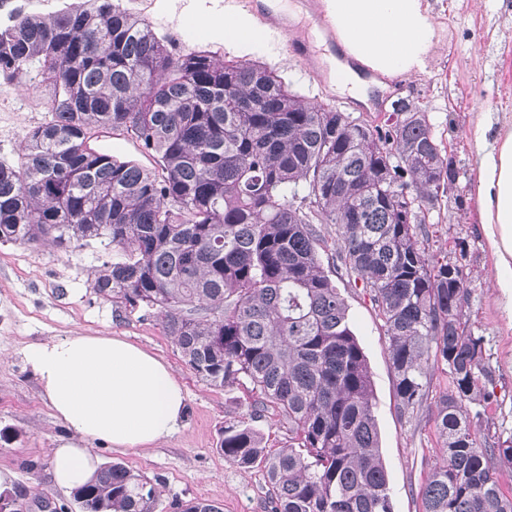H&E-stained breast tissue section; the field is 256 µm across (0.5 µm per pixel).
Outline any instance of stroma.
<instances>
[{"instance_id":"1","label":"stroma","mask_w":512,"mask_h":512,"mask_svg":"<svg viewBox=\"0 0 512 512\" xmlns=\"http://www.w3.org/2000/svg\"><path fill=\"white\" fill-rule=\"evenodd\" d=\"M442 29L429 68L420 75L390 78L389 90L370 93L361 102L339 92L330 76L312 78L287 49L288 39L319 45L309 12L293 21L290 34L276 33L278 59L273 67L296 92L310 100L384 124L392 101L404 98L424 109L458 172L449 185L447 208L428 217V255L462 264L470 294L464 306L468 325L483 337L495 403L480 434L512 436V326L498 304L492 255L479 224L476 173L485 146L477 139L478 113L512 118V0H429ZM123 7L150 23L177 51H223V43L192 37L156 9L157 0H121ZM9 107L0 112V160L16 161L19 139L45 115L41 97L7 86ZM109 254L98 242L52 246L0 242V475L6 485L29 496L50 498L65 512H80L70 494L54 487L51 455L64 427L51 414L35 375L27 365V346L75 331L109 332L126 337L166 361L186 396L179 430L163 444L123 452L96 445L101 462L119 461L156 482L163 506L177 500L206 501L221 512H267L268 485L262 469L242 470L217 450L219 430L229 423L253 425L269 444L283 446L288 427L276 411L251 416L253 398L244 386L217 388L200 380L185 364L158 320L143 318L94 294L92 271ZM349 318L366 355L375 415L394 512H421L418 488L441 456L433 402L447 387L441 369H433L429 401L413 417L396 410L395 383L387 339L377 308L362 284L339 281Z\"/></svg>"}]
</instances>
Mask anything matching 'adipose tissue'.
<instances>
[{"label": "adipose tissue", "instance_id": "1", "mask_svg": "<svg viewBox=\"0 0 512 512\" xmlns=\"http://www.w3.org/2000/svg\"><path fill=\"white\" fill-rule=\"evenodd\" d=\"M182 29L197 24L239 55L261 50L267 34L231 0H162ZM342 51L387 77L426 72L439 41L428 0H324ZM480 138L490 145L477 170L479 218L498 270L499 302L512 320V122L495 125L480 113ZM27 364L68 436L51 451L52 475L65 491L87 483L99 468L88 444L154 448L183 420L186 396L170 366L125 337L76 332L27 346Z\"/></svg>", "mask_w": 512, "mask_h": 512}]
</instances>
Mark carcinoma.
I'll use <instances>...</instances> for the list:
<instances>
[{
	"mask_svg": "<svg viewBox=\"0 0 512 512\" xmlns=\"http://www.w3.org/2000/svg\"><path fill=\"white\" fill-rule=\"evenodd\" d=\"M0 79L40 94L44 121L0 160V241L112 249L91 274L100 298L159 319L213 387L247 385L288 444L250 425L220 431L224 460L262 468L269 512H394L366 355L336 277L368 289L388 339L397 410L422 408L430 371L441 461L422 512H512L480 440L492 405L484 338L468 328L463 266L430 260L426 216L456 178L427 112L398 99L391 124L360 125L289 89L277 70L211 50H169L113 0L0 25ZM124 132L147 167L90 146ZM337 260L324 261L322 225ZM80 512H157L161 492L121 462L74 494Z\"/></svg>",
	"mask_w": 512,
	"mask_h": 512,
	"instance_id": "carcinoma-1",
	"label": "carcinoma"
}]
</instances>
